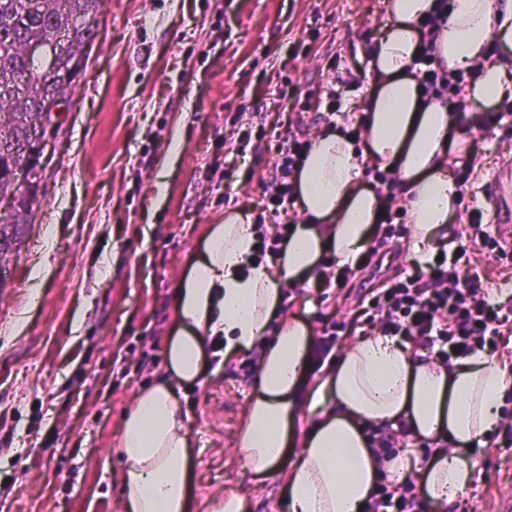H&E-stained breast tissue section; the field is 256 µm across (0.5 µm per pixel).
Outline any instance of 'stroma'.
Returning a JSON list of instances; mask_svg holds the SVG:
<instances>
[{
    "label": "stroma",
    "mask_w": 512,
    "mask_h": 512,
    "mask_svg": "<svg viewBox=\"0 0 512 512\" xmlns=\"http://www.w3.org/2000/svg\"><path fill=\"white\" fill-rule=\"evenodd\" d=\"M388 20L383 0H108L32 222L0 269V512H121L119 423L166 368L124 378L115 363L163 355L173 290L229 212L225 192L241 209L262 192L253 156L224 168L230 121L260 123L278 71L316 92L320 63L300 41L347 55ZM481 138L485 172L459 188L465 219L512 168V134ZM348 307L340 289L310 285L284 305L314 328ZM252 386L231 364L185 386L194 499L239 487L253 512H281L279 477L253 478L236 452ZM473 457L478 481L453 512L512 497V447Z\"/></svg>",
    "instance_id": "obj_1"
}]
</instances>
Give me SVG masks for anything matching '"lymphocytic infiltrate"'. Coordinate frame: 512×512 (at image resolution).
Listing matches in <instances>:
<instances>
[{"label":"lymphocytic infiltrate","mask_w":512,"mask_h":512,"mask_svg":"<svg viewBox=\"0 0 512 512\" xmlns=\"http://www.w3.org/2000/svg\"><path fill=\"white\" fill-rule=\"evenodd\" d=\"M448 12V0H434L431 12L419 26L421 44L416 64L425 102H439L450 111L464 110L460 94L470 79L468 73L449 71L435 57L441 22ZM327 84L314 96L294 91L291 75L281 76L275 85L274 100L292 102L293 115L286 126L259 125L257 130L239 134L233 155L244 153L251 142L272 143L275 158L267 171L259 173L263 185L261 197L252 206L255 225L254 258L263 262L276 257L281 243L287 242L294 229L293 215L295 170L312 146L307 118L310 112H322L331 121L343 106L344 96L359 79L332 54L326 65ZM374 186L383 200L382 217L373 251L392 247L406 230L407 210L400 204L404 188L389 172L373 169ZM455 249L448 258L426 264L413 263L388 280L376 295L351 311L352 330L367 336L376 332L401 338L414 351L452 365L475 352L503 357L512 344V315L504 305L491 301L489 284L482 282L475 262L484 255L508 264L512 253L506 252L495 237L492 224H465L456 229ZM419 497L414 479L398 486L379 483L368 500L366 512H417Z\"/></svg>","instance_id":"f902f5d3"}]
</instances>
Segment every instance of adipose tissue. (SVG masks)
Masks as SVG:
<instances>
[{"mask_svg":"<svg viewBox=\"0 0 512 512\" xmlns=\"http://www.w3.org/2000/svg\"><path fill=\"white\" fill-rule=\"evenodd\" d=\"M431 0H389V22L372 52L371 89L361 106V143L333 129L315 134L294 174L303 216L279 256L252 262L245 213L210 225L200 253L172 295L176 329L165 347L167 375L133 394L117 437L122 512H190L195 459L179 387L216 362L259 350L238 447L254 478L283 475L284 512H364L380 479L419 476L425 498L452 504L475 483L468 451L485 444L502 416L512 372L484 353L444 366L415 355L399 338L374 334L341 348L313 374L312 329L281 313L285 288L318 277L323 254L354 266L370 250L382 200L363 181L367 167L396 174L405 188L412 252L423 258L453 220L459 201L447 107L424 104L411 71L418 24ZM498 43L512 52V0H449L437 56L449 69L476 70L463 90L471 111L512 100V63L486 62ZM406 427L432 444L382 462L369 428Z\"/></svg>","mask_w":512,"mask_h":512,"instance_id":"ef3b65f1","label":"adipose tissue"}]
</instances>
